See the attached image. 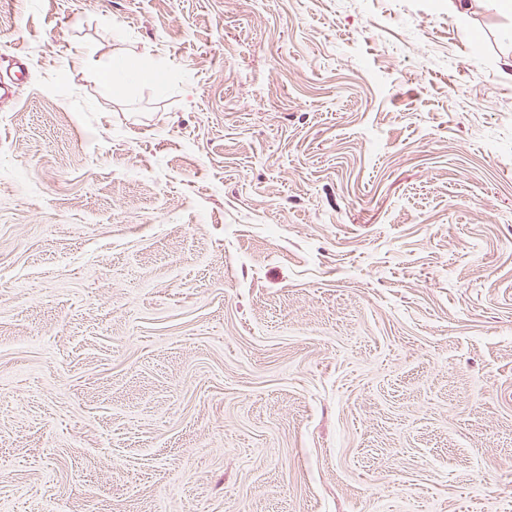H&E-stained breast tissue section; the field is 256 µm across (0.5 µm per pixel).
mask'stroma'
<instances>
[{"mask_svg":"<svg viewBox=\"0 0 512 512\" xmlns=\"http://www.w3.org/2000/svg\"><path fill=\"white\" fill-rule=\"evenodd\" d=\"M511 30L0 0V512H512Z\"/></svg>","mask_w":512,"mask_h":512,"instance_id":"35a3bbf8","label":"stroma"}]
</instances>
